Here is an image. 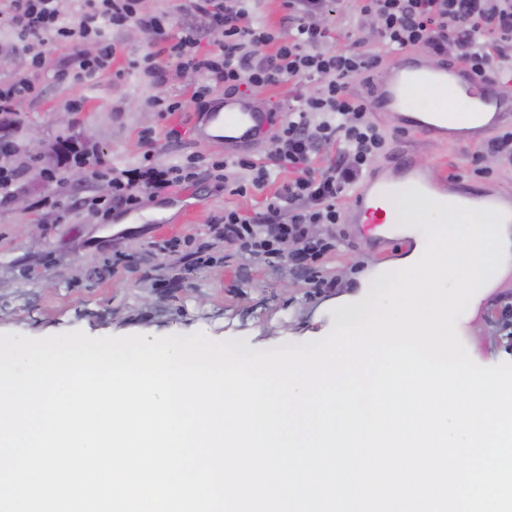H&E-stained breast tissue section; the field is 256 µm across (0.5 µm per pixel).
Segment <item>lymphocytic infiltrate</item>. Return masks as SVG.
Masks as SVG:
<instances>
[{"instance_id":"obj_1","label":"lymphocytic infiltrate","mask_w":512,"mask_h":512,"mask_svg":"<svg viewBox=\"0 0 512 512\" xmlns=\"http://www.w3.org/2000/svg\"><path fill=\"white\" fill-rule=\"evenodd\" d=\"M251 2L185 0L190 21L173 43L168 12L147 9L144 0H77L72 22L60 0H0V27L22 43L34 68L43 63L45 37L69 47L61 75L75 82L109 70L117 46L106 30L133 24L161 45L162 53L132 60V68L160 86L162 59L174 61L200 79L189 99L194 103L204 102L212 81L230 93L291 83L296 104L281 114L266 156L208 162L197 155L169 165L158 160V139L146 129L139 136L138 165L118 169L96 160L91 176H108L112 195L88 199L87 205L106 215L127 212L207 175L233 194L264 198L261 212L228 209L213 220L216 239L250 261L289 268L320 286L321 261L340 243L341 200L385 146L368 100L350 85L357 75L370 80L380 57L362 49L360 41L340 43L327 17L342 0H280L277 27L257 16ZM352 12L361 23H376L387 50L420 47L430 58L466 65L477 76L512 79V0H352ZM214 32L221 41L202 50V39ZM89 41L96 44L91 56L83 49Z\"/></svg>"}]
</instances>
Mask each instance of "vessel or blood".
I'll list each match as a JSON object with an SVG mask.
<instances>
[{
  "mask_svg": "<svg viewBox=\"0 0 512 512\" xmlns=\"http://www.w3.org/2000/svg\"><path fill=\"white\" fill-rule=\"evenodd\" d=\"M394 60L364 91L374 111L385 113L402 130L425 142L475 145L484 142L488 133L512 127V96L492 78L476 76L460 64L432 63L408 51L396 52ZM422 87L447 90L452 99L461 101L464 116L452 115L442 103L413 105L410 93ZM270 132V114L257 94L225 96L223 106L202 113L195 126L197 139L223 143L228 158L262 149ZM408 187L442 203L500 211L506 223H512V195L420 167L404 145L371 166L352 193L343 223L362 225L373 241L387 240L396 222L389 203Z\"/></svg>",
  "mask_w": 512,
  "mask_h": 512,
  "instance_id": "vessel-or-blood-1",
  "label": "vessel or blood"
}]
</instances>
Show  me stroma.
Masks as SVG:
<instances>
[{"instance_id":"obj_1","label":"stroma","mask_w":512,"mask_h":512,"mask_svg":"<svg viewBox=\"0 0 512 512\" xmlns=\"http://www.w3.org/2000/svg\"><path fill=\"white\" fill-rule=\"evenodd\" d=\"M107 36L122 46L111 72L72 82L60 76L64 46L46 42L43 65L34 69L21 44L0 29V82L23 74L33 86L32 96L17 108V126L10 136V162L22 168L15 191L25 196L27 205L20 210L11 199L0 201V334L41 338L79 330L91 337L139 334L151 342L202 332L256 352L299 347L315 340L317 332L332 329L336 300L357 293L370 266L403 256L407 244L378 247L356 225H338L345 241L327 257L325 273L339 286L314 297L287 270L250 262L210 233L211 221L225 209L261 211L263 196L240 197L202 181L146 204L142 222L127 224L119 216L104 221L87 208L73 207L78 198L106 199L112 194L104 179L72 181L73 160L54 166V179L35 177L40 163L31 142L36 136L80 143L123 168L142 155L140 130L151 127L162 137L174 127L181 139L164 147V162L182 164L192 154L223 157V144L196 141L194 103L188 100L183 111L165 120L150 104L162 91L188 99L197 76L172 66L165 86H155L129 62L157 52V45L133 25ZM405 144L421 166L473 180L479 146H435L388 130V147ZM43 196L65 200L66 205L35 208ZM174 239L208 247L213 263L186 262L179 280H172L159 248ZM463 323L468 333L462 341L477 364L512 362V348L499 340L486 311L464 316Z\"/></svg>"}]
</instances>
